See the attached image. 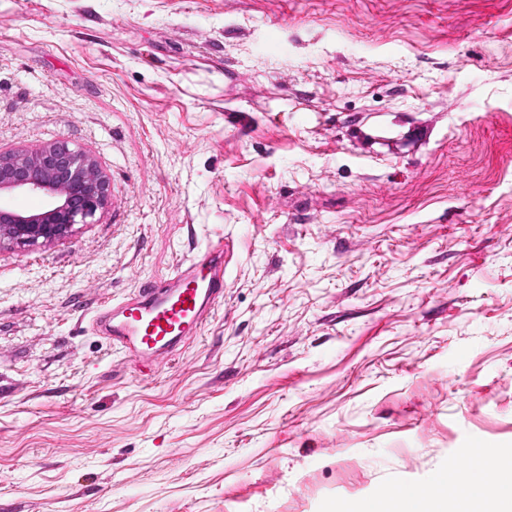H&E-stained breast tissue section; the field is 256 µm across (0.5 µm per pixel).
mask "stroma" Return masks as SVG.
<instances>
[{"mask_svg": "<svg viewBox=\"0 0 512 512\" xmlns=\"http://www.w3.org/2000/svg\"><path fill=\"white\" fill-rule=\"evenodd\" d=\"M112 198L0 249V512H329L512 452V0H0V151ZM225 245L146 368L96 316Z\"/></svg>", "mask_w": 512, "mask_h": 512, "instance_id": "35a3bbf8", "label": "stroma"}]
</instances>
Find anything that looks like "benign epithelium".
I'll use <instances>...</instances> for the list:
<instances>
[{
	"label": "benign epithelium",
	"mask_w": 512,
	"mask_h": 512,
	"mask_svg": "<svg viewBox=\"0 0 512 512\" xmlns=\"http://www.w3.org/2000/svg\"><path fill=\"white\" fill-rule=\"evenodd\" d=\"M0 191L46 200L36 212L0 203V248H37L65 240L95 223L112 195L96 159L66 141L0 154Z\"/></svg>",
	"instance_id": "obj_1"
}]
</instances>
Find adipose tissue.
<instances>
[{
  "mask_svg": "<svg viewBox=\"0 0 512 512\" xmlns=\"http://www.w3.org/2000/svg\"><path fill=\"white\" fill-rule=\"evenodd\" d=\"M494 462L509 474V481L489 486L475 477L461 486L445 472L435 476L427 490L409 497L383 495L353 512H488L492 507L512 512V455H495Z\"/></svg>",
  "mask_w": 512,
  "mask_h": 512,
  "instance_id": "1",
  "label": "adipose tissue"
}]
</instances>
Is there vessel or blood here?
Listing matches in <instances>:
<instances>
[{
  "instance_id": "1",
  "label": "vessel or blood",
  "mask_w": 512,
  "mask_h": 512,
  "mask_svg": "<svg viewBox=\"0 0 512 512\" xmlns=\"http://www.w3.org/2000/svg\"><path fill=\"white\" fill-rule=\"evenodd\" d=\"M224 294V248H211L202 259L180 264L168 287L143 282L136 295L112 310L113 346L142 360L171 357L196 336ZM495 465L485 451L474 452L456 481L480 474L491 481Z\"/></svg>"
}]
</instances>
